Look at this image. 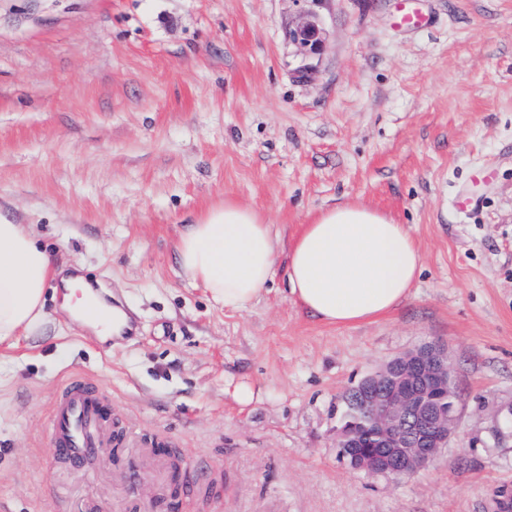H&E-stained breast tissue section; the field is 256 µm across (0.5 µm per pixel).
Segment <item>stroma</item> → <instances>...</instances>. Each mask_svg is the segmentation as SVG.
Here are the masks:
<instances>
[{"instance_id": "stroma-1", "label": "stroma", "mask_w": 512, "mask_h": 512, "mask_svg": "<svg viewBox=\"0 0 512 512\" xmlns=\"http://www.w3.org/2000/svg\"><path fill=\"white\" fill-rule=\"evenodd\" d=\"M0 0V216L137 324L102 336L61 308L0 347V512L52 496L158 512L157 447L224 482L182 512H496L512 495V0ZM318 21L313 54L290 29ZM479 198L458 210L455 198ZM232 198L288 253L320 209L358 202L423 257L383 319L329 325L284 268L230 310L181 276L176 245ZM447 345L454 436L394 480L339 461L336 409L384 361ZM93 380L138 440L68 471L49 407ZM399 4L394 16V25L397 28L413 31L427 26L430 23V17L417 9L407 6L408 1L398 0Z\"/></svg>"}]
</instances>
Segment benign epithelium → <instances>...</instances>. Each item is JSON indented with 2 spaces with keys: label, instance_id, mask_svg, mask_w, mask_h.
I'll return each mask as SVG.
<instances>
[{
  "label": "benign epithelium",
  "instance_id": "7a95c632",
  "mask_svg": "<svg viewBox=\"0 0 512 512\" xmlns=\"http://www.w3.org/2000/svg\"><path fill=\"white\" fill-rule=\"evenodd\" d=\"M290 38L312 53L322 47L317 22L305 19L289 32ZM355 399L369 417V425L336 435V446L361 448L370 441L377 451L358 454L356 468L394 479L412 475L447 447L453 435L457 399L447 347L429 343L406 351L363 377Z\"/></svg>",
  "mask_w": 512,
  "mask_h": 512
}]
</instances>
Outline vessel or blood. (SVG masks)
Masks as SVG:
<instances>
[{"mask_svg": "<svg viewBox=\"0 0 512 512\" xmlns=\"http://www.w3.org/2000/svg\"><path fill=\"white\" fill-rule=\"evenodd\" d=\"M429 22V16L409 7L408 0H399L397 28L413 31ZM49 442L54 458L66 460L74 469L88 454L120 445L110 406L85 377L72 376L58 389L50 406Z\"/></svg>", "mask_w": 512, "mask_h": 512, "instance_id": "1", "label": "vessel or blood"}]
</instances>
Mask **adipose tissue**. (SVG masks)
<instances>
[{
    "mask_svg": "<svg viewBox=\"0 0 512 512\" xmlns=\"http://www.w3.org/2000/svg\"><path fill=\"white\" fill-rule=\"evenodd\" d=\"M177 262L225 308H246L274 277L278 241L258 210L225 200L182 235ZM423 268L405 225L376 209L347 203L320 210L303 225L289 251L292 298L321 321L352 325L388 315L404 301ZM53 272L50 254L25 225L0 219V345L14 346L44 317ZM70 313L103 334L120 333L123 314L94 311L89 292L69 290Z\"/></svg>",
    "mask_w": 512,
    "mask_h": 512,
    "instance_id": "1",
    "label": "adipose tissue"
}]
</instances>
